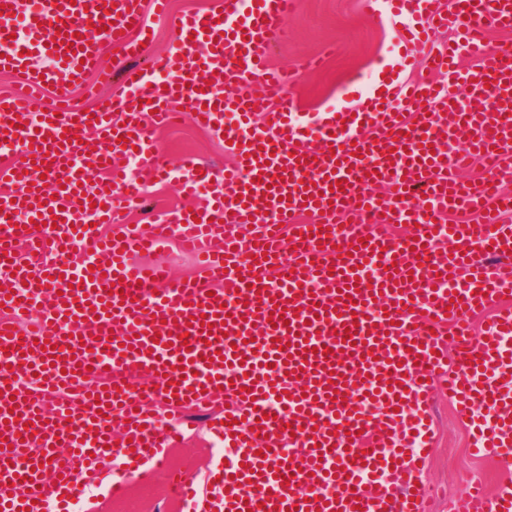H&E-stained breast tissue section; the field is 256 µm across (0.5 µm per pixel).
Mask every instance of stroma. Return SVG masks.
Segmentation results:
<instances>
[{"instance_id": "1", "label": "stroma", "mask_w": 512, "mask_h": 512, "mask_svg": "<svg viewBox=\"0 0 512 512\" xmlns=\"http://www.w3.org/2000/svg\"><path fill=\"white\" fill-rule=\"evenodd\" d=\"M285 24L288 37L275 40L271 66L294 76L291 90L308 113L342 105L344 93L356 79H380L385 64L397 51L393 29L376 23L369 0H298L296 11ZM320 53L326 56L322 67L306 71L305 61ZM174 109L179 114L176 122L154 134L164 163L176 167L182 156L190 154L215 169H223L230 160L223 143L212 132L193 124L187 102L175 103ZM145 194L143 201L131 206L133 223H144L147 212H162L186 202L174 182L147 183ZM132 262L138 266H168L176 281L203 275L198 261L173 242L153 253L134 255ZM226 403V398H217L209 406L187 411L184 443L171 448L162 464L149 468L122 495H110L105 483L85 484L80 495L85 512H185L173 493L171 476L180 471L200 478L216 464L219 442L209 430V418L223 413ZM432 405L437 434L430 458L420 473L433 493L426 504L428 512H448L449 500L465 483L481 482L495 492L512 482V470L505 469L498 460L470 457V421L457 415L447 393L434 392Z\"/></svg>"}]
</instances>
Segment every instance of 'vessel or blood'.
Listing matches in <instances>:
<instances>
[{"label": "vessel or blood", "mask_w": 512, "mask_h": 512, "mask_svg": "<svg viewBox=\"0 0 512 512\" xmlns=\"http://www.w3.org/2000/svg\"><path fill=\"white\" fill-rule=\"evenodd\" d=\"M295 4L222 0L170 17L171 54L124 69L120 90L89 113L74 91L106 77V48L140 56L145 15L167 0H0V73L26 74L32 95L47 87L59 104L37 118L0 98V142L24 155L0 169L12 187L0 193V312L37 315L0 319V512H66L107 457L122 494L170 445L156 397L173 414L221 393L234 400L214 425L231 453L209 486L174 477L184 502L208 512H424L416 479L434 439L428 394L442 379L460 413L483 410L472 452L512 461V45L487 38L512 29V0H456L451 13L439 0H373L380 24L415 19L407 42L425 49L433 78L389 76L306 121L290 77L270 69ZM91 26L99 39L86 38ZM439 29L454 39L435 50ZM463 52L477 60L465 72ZM36 55L52 67L32 71ZM458 83L464 108L448 93ZM184 99L226 140L233 166L161 165L153 131ZM117 152L134 173L113 167ZM473 156L497 165L453 178ZM104 171L111 190H90ZM163 178L211 192L149 228L130 225L144 183ZM459 212L477 223H447ZM402 223L410 235L383 230ZM227 224L252 233L224 234ZM167 239L197 256L206 280L172 285L165 267L130 263ZM479 309L494 315L476 337ZM132 370L153 378V392L127 384ZM448 512H512V488L471 483Z\"/></svg>", "instance_id": "vessel-or-blood-1"}]
</instances>
